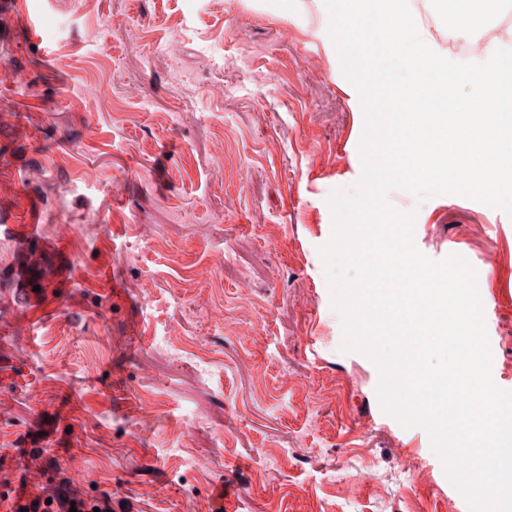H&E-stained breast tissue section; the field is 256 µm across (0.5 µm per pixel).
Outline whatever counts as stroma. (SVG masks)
I'll return each instance as SVG.
<instances>
[{
    "label": "stroma",
    "mask_w": 512,
    "mask_h": 512,
    "mask_svg": "<svg viewBox=\"0 0 512 512\" xmlns=\"http://www.w3.org/2000/svg\"><path fill=\"white\" fill-rule=\"evenodd\" d=\"M410 4L452 61L512 45V0L449 40L439 5ZM327 26L323 0H0V69L22 77L0 86V483L112 512H469L342 349L320 249L364 115ZM388 199L420 252L474 267L512 390V308L489 294L512 272L484 263L512 218ZM71 502H75L77 512H94L93 508H99L100 512H112L108 498H91L79 494L74 496L66 495L63 498V504L67 505V507H63L62 512H70Z\"/></svg>",
    "instance_id": "stroma-1"
}]
</instances>
